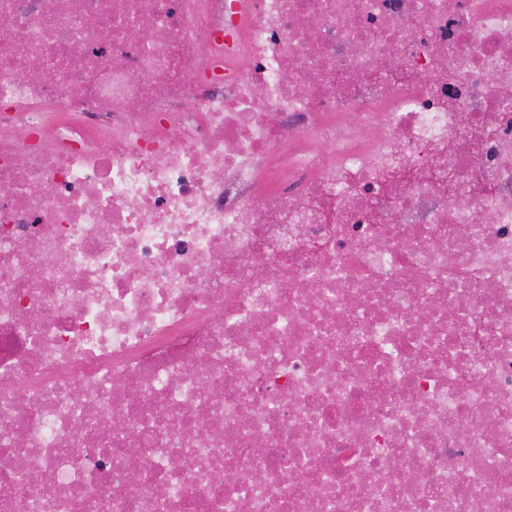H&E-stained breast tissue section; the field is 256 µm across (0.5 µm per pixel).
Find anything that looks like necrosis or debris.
<instances>
[{
    "label": "necrosis or debris",
    "instance_id": "obj_1",
    "mask_svg": "<svg viewBox=\"0 0 512 512\" xmlns=\"http://www.w3.org/2000/svg\"><path fill=\"white\" fill-rule=\"evenodd\" d=\"M0 22V512H512V0Z\"/></svg>",
    "mask_w": 512,
    "mask_h": 512
}]
</instances>
